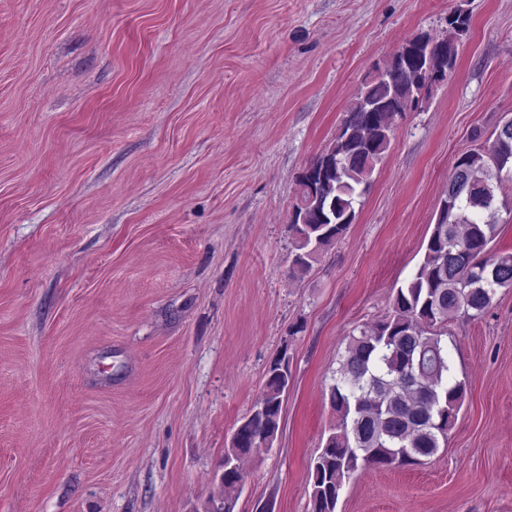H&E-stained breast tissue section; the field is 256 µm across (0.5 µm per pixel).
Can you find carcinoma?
I'll list each match as a JSON object with an SVG mask.
<instances>
[{
  "label": "carcinoma",
  "instance_id": "carcinoma-1",
  "mask_svg": "<svg viewBox=\"0 0 512 512\" xmlns=\"http://www.w3.org/2000/svg\"><path fill=\"white\" fill-rule=\"evenodd\" d=\"M470 16L459 6L448 16L453 43L469 31ZM427 32L405 40L399 52L374 67L344 111L331 145L298 176L306 205L294 206L295 253L291 274L302 276L324 249L355 220V203L389 149L403 105L427 79V71L454 68L456 57L430 50ZM512 159V122L498 125L493 141L461 154L441 202L423 260L410 281L395 292L391 311L349 335L345 354L328 387L336 420L309 466L308 512H335L346 480L360 468L414 465L436 454L452 429L465 397L455 380L448 323L485 315L500 288H512V252L493 250L504 168ZM291 386L288 353L266 372L261 398L244 416L224 449V492L210 496L202 512H224L243 480L239 462L263 443L272 446Z\"/></svg>",
  "mask_w": 512,
  "mask_h": 512
}]
</instances>
